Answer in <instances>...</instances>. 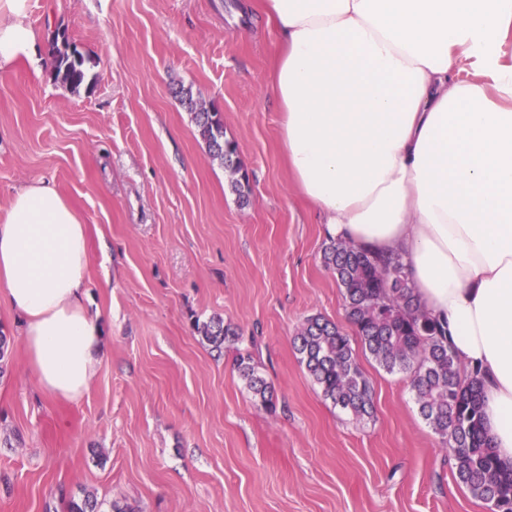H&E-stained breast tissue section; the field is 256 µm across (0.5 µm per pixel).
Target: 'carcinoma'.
<instances>
[{"instance_id": "carcinoma-1", "label": "carcinoma", "mask_w": 512, "mask_h": 512, "mask_svg": "<svg viewBox=\"0 0 512 512\" xmlns=\"http://www.w3.org/2000/svg\"><path fill=\"white\" fill-rule=\"evenodd\" d=\"M69 46L66 29L52 31L51 75L77 89L86 80L84 59ZM192 115L207 152L233 173V191L241 198L248 181L236 160L235 144L224 138V119L214 106L197 103L190 91H177ZM325 265L344 288L346 312L366 351L386 371L407 375L409 388L421 415L434 433L448 445L455 461L456 478L470 493L497 512H512V472L497 466L493 448L483 431L479 372L460 376L448 346V329L428 316L400 264L382 260L366 251L332 241L324 249ZM202 338L219 350L226 342L239 339L238 331L213 318L199 328ZM294 347L312 380L326 398L358 419L371 414L373 387L360 369L351 340L336 324L320 317H308L294 336ZM237 369L254 396L267 408L273 407V393L255 372L251 355H239ZM96 499H72L68 512H98Z\"/></svg>"}]
</instances>
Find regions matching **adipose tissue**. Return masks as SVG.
Instances as JSON below:
<instances>
[{
  "mask_svg": "<svg viewBox=\"0 0 512 512\" xmlns=\"http://www.w3.org/2000/svg\"><path fill=\"white\" fill-rule=\"evenodd\" d=\"M26 0H0V70L34 57ZM279 145L325 232L399 258L479 369L486 433L512 469V0H265ZM86 228L55 188L0 222V302L23 319L44 394L79 398L104 357Z\"/></svg>",
  "mask_w": 512,
  "mask_h": 512,
  "instance_id": "1",
  "label": "adipose tissue"
}]
</instances>
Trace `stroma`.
I'll list each match as a JSON object with an SVG mask.
<instances>
[{
  "instance_id": "1",
  "label": "stroma",
  "mask_w": 512,
  "mask_h": 512,
  "mask_svg": "<svg viewBox=\"0 0 512 512\" xmlns=\"http://www.w3.org/2000/svg\"><path fill=\"white\" fill-rule=\"evenodd\" d=\"M35 54L66 28L79 89L24 58L0 71V219L43 181L88 229L87 303L111 317L106 355L76 401L46 397L21 318L0 304L12 352L0 374V512H66L94 496L136 512H488L420 415L405 374L363 348L369 417L326 399L293 347L320 315L348 336L329 239L294 187L266 85L278 48L261 0H26ZM216 105L249 178L209 157L173 94ZM223 318L215 349L197 325ZM273 391L261 405L235 361ZM202 338L215 349H221L226 342H235L239 339L238 331L230 324L224 325V319L212 318L209 322L198 327Z\"/></svg>"
}]
</instances>
